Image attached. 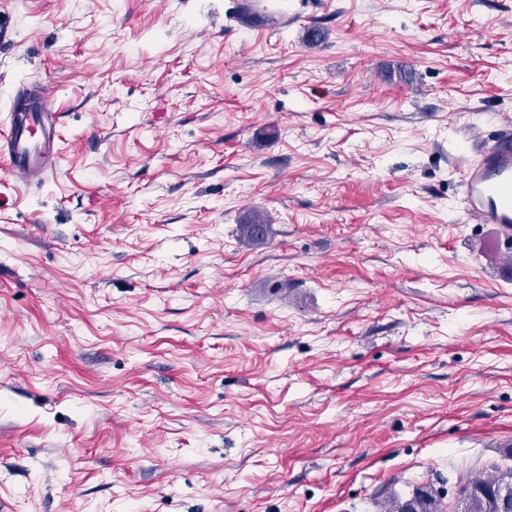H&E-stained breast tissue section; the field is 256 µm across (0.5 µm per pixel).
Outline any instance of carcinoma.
Instances as JSON below:
<instances>
[{
  "instance_id": "obj_1",
  "label": "carcinoma",
  "mask_w": 512,
  "mask_h": 512,
  "mask_svg": "<svg viewBox=\"0 0 512 512\" xmlns=\"http://www.w3.org/2000/svg\"><path fill=\"white\" fill-rule=\"evenodd\" d=\"M270 219L262 210L250 213L244 232L259 237L267 231ZM456 499L464 502L463 512H509L512 509V467L494 468L493 472L474 476L462 475L454 485ZM445 495L426 484L416 487L411 496L389 498L381 512H447Z\"/></svg>"
}]
</instances>
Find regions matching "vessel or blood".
Returning a JSON list of instances; mask_svg holds the SVG:
<instances>
[{
  "label": "vessel or blood",
  "mask_w": 512,
  "mask_h": 512,
  "mask_svg": "<svg viewBox=\"0 0 512 512\" xmlns=\"http://www.w3.org/2000/svg\"><path fill=\"white\" fill-rule=\"evenodd\" d=\"M229 26L260 34L266 22L254 11L228 16ZM52 96L48 82L35 80L17 90L9 107V124L0 133V162L25 186L40 185L54 170L59 140L43 103ZM465 209L478 224L497 225L503 239L512 238V120L500 121L492 145L482 147L464 169Z\"/></svg>",
  "instance_id": "obj_1"
}]
</instances>
